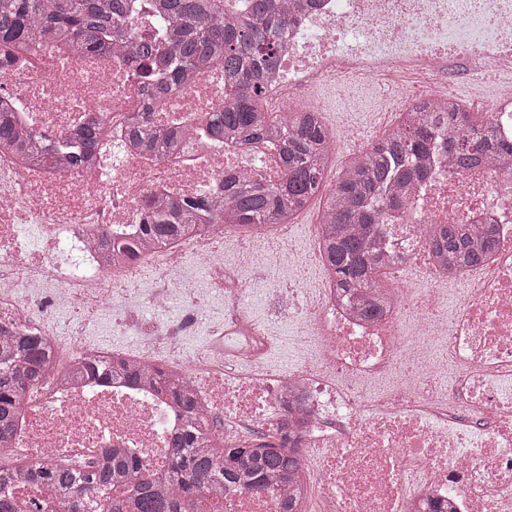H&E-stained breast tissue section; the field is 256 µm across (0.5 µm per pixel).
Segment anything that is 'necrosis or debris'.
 <instances>
[{
    "label": "necrosis or debris",
    "mask_w": 512,
    "mask_h": 512,
    "mask_svg": "<svg viewBox=\"0 0 512 512\" xmlns=\"http://www.w3.org/2000/svg\"><path fill=\"white\" fill-rule=\"evenodd\" d=\"M265 92L279 111L318 110L317 84L347 91L390 83L403 108L439 107L458 84L480 89L512 73V0H303L277 49ZM47 152L78 149L74 134H105L87 168L66 171L0 151V335L44 336L62 364L95 361L86 322L120 325L129 314L113 294L157 271L151 308L185 302L178 321L150 327L128 363L174 367L225 445L293 449L301 496L279 489L225 491L223 512H512V165L457 168L437 138L426 176L408 203L378 228L376 247L392 266L417 267L388 288L373 317L324 288L317 306L304 289L292 301L314 356L288 371L267 365L268 343L250 322L225 324L215 349L185 355L183 335L214 293L233 300L246 286L224 258L234 231L212 225L145 257L133 251L147 215L174 199L222 195L228 176L276 182L275 148L223 138L208 118L224 105V75L207 69L177 86L149 123L190 127L174 152L133 141L145 107L132 65L105 53L0 51V102ZM483 107L499 145L512 147V89ZM481 222L495 245L478 266H437L431 237L449 224ZM207 289L184 280L189 261ZM73 310L78 320H62ZM185 414L151 385L103 371L65 373L30 387L0 466L66 463L90 470L119 451L142 474L168 475L171 440Z\"/></svg>",
    "instance_id": "4bbe7bcc"
}]
</instances>
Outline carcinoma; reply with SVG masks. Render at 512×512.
<instances>
[{
  "instance_id": "cac0c4a2",
  "label": "carcinoma",
  "mask_w": 512,
  "mask_h": 512,
  "mask_svg": "<svg viewBox=\"0 0 512 512\" xmlns=\"http://www.w3.org/2000/svg\"><path fill=\"white\" fill-rule=\"evenodd\" d=\"M293 10L291 0H0V44L25 51L42 38L68 48L119 50L134 60L154 102L196 72L223 67L224 107L209 117L210 128L275 146L282 175L268 185L243 178L224 193V201L208 207L175 202L157 211L141 225L140 238L146 248L162 249L210 224L224 222L255 233L288 224L323 191L333 139L318 113L280 116L264 105L276 46ZM140 15L167 31L175 67L164 78L153 77L158 44L136 26ZM445 131L455 140L457 166L488 156L487 122L473 121L457 106L443 113L409 112L394 130L354 157L326 197L320 252L338 297L364 314L380 310L370 293L378 287L376 273L386 265L374 246L375 231L386 212L410 195L436 136ZM99 135L98 129L85 130L83 152L68 163L81 165ZM34 144L35 139L0 115V149L11 148L29 162L57 164L56 157ZM492 245L490 235L474 225L452 226L439 234L433 251L441 264L462 267L485 257ZM52 357V345L42 336L0 337V447L13 433L17 398L44 376L65 372L52 364ZM153 381L186 412H194V401L177 374L159 371ZM172 456V476L165 485L138 479L137 465L121 455L82 473L62 466L1 470L0 512H21L14 499L21 475L65 490L62 512H79L83 496L110 483L126 484L141 512H183V503L193 497H217L226 489L267 491L283 473L298 468L297 458L285 448H226L195 421L174 442Z\"/></svg>"
}]
</instances>
